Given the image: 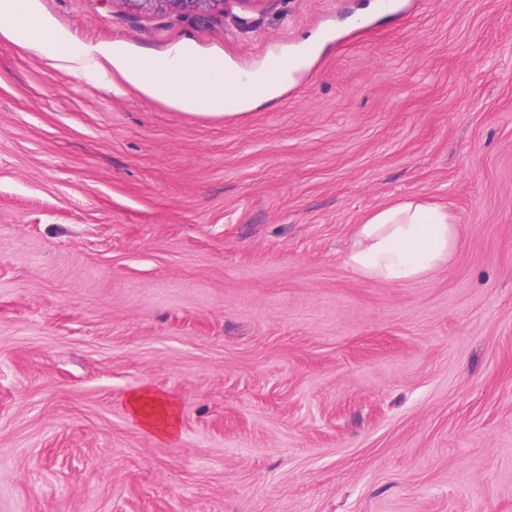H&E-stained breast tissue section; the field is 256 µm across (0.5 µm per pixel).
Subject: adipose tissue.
I'll use <instances>...</instances> for the list:
<instances>
[{
    "label": "adipose tissue",
    "mask_w": 512,
    "mask_h": 512,
    "mask_svg": "<svg viewBox=\"0 0 512 512\" xmlns=\"http://www.w3.org/2000/svg\"><path fill=\"white\" fill-rule=\"evenodd\" d=\"M34 4L0 0V34L17 46L37 50L60 70L78 71L107 85L122 83L191 117H239L275 101L314 50L309 44L295 56H278L275 69L244 71L223 57L202 54L187 40L157 55L131 50L121 41L87 45L37 17ZM458 241V226L446 210L409 199L377 210L357 225L344 263L365 278L408 283L442 269ZM128 407L156 440L176 437L177 407L163 392L139 390L130 395Z\"/></svg>",
    "instance_id": "ef3b65f1"
}]
</instances>
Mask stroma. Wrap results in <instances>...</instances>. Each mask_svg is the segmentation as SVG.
I'll use <instances>...</instances> for the list:
<instances>
[{"label": "stroma", "instance_id": "35a3bbf8", "mask_svg": "<svg viewBox=\"0 0 512 512\" xmlns=\"http://www.w3.org/2000/svg\"><path fill=\"white\" fill-rule=\"evenodd\" d=\"M36 0L87 44L188 39L272 106L190 117L0 36V512H512V0ZM433 277L344 264L401 200ZM174 400L173 441L128 409ZM139 14L201 17L223 10L224 0H119ZM458 241V226L448 211L409 199L377 210L358 224L344 263L365 278L408 283L448 264Z\"/></svg>", "mask_w": 512, "mask_h": 512}]
</instances>
